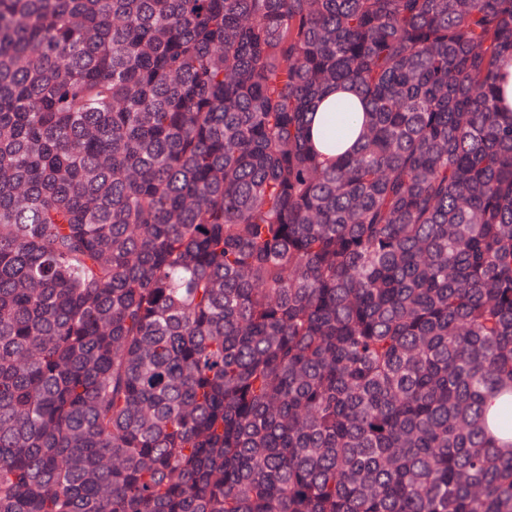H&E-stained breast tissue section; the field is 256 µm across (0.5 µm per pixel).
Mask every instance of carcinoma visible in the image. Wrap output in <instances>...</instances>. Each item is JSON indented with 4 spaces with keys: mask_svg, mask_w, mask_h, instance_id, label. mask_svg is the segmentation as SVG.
I'll return each instance as SVG.
<instances>
[{
    "mask_svg": "<svg viewBox=\"0 0 512 512\" xmlns=\"http://www.w3.org/2000/svg\"><path fill=\"white\" fill-rule=\"evenodd\" d=\"M508 54L512 0H0V512H512ZM336 96H349V97L353 98L357 104V108H358L359 112H357L356 114H357L360 122H361V117H362V112H361L362 107H361L358 99L355 97L354 93L348 89H343V88L331 89L321 97V99L319 100V103L316 106L315 113L313 114V117H312L310 135H311V139H312L313 144H314L315 148L317 149V151H319L320 153H323L329 157H336L337 153H339V152L343 151L345 148H347L355 140V138L357 136V132L360 127V122H359L357 127H355V132L351 133L348 140L342 145L340 150H336V147L333 148L332 146L326 145L323 142V140L321 138V122H323V120L325 118V114L327 113V112H323V111L330 101H332L333 99H336Z\"/></svg>",
    "mask_w": 512,
    "mask_h": 512,
    "instance_id": "obj_1",
    "label": "carcinoma"
}]
</instances>
